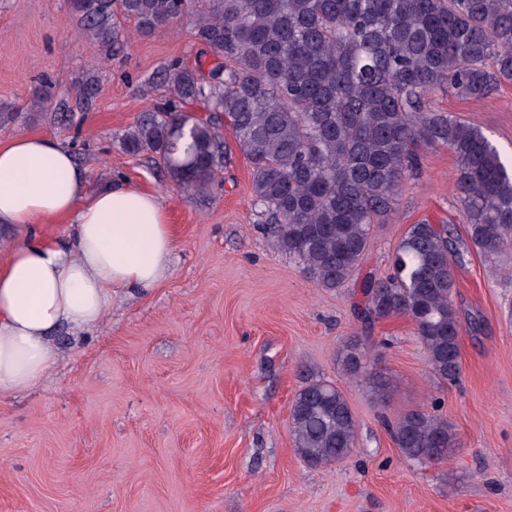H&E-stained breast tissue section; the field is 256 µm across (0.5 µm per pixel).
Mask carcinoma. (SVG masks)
Masks as SVG:
<instances>
[{
	"label": "carcinoma",
	"mask_w": 512,
	"mask_h": 512,
	"mask_svg": "<svg viewBox=\"0 0 512 512\" xmlns=\"http://www.w3.org/2000/svg\"><path fill=\"white\" fill-rule=\"evenodd\" d=\"M80 31L112 56L128 38L198 15L196 35L219 63L208 74L175 67L171 102L145 112L122 137L131 155H156L189 197L211 188L224 163L215 123L177 105L205 101L224 112L252 167L254 203L275 248L320 288L344 286L365 259L377 218L390 213L419 150L444 146L457 159L455 185L472 245L494 260L512 244V164L476 127L424 100L446 87L480 100L512 83V0H71ZM465 262L442 225L412 224L386 278H368L357 306L365 328L406 316L434 376L459 374L460 325L452 305ZM385 346L350 336L342 371L366 376L383 403L388 383L365 375ZM290 409L301 459L331 466L354 450L357 422L344 393L312 370ZM396 447L416 465L440 462L456 446L448 421L415 409L384 421Z\"/></svg>",
	"instance_id": "carcinoma-1"
}]
</instances>
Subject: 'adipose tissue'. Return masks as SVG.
I'll return each instance as SVG.
<instances>
[{
    "instance_id": "adipose-tissue-1",
    "label": "adipose tissue",
    "mask_w": 512,
    "mask_h": 512,
    "mask_svg": "<svg viewBox=\"0 0 512 512\" xmlns=\"http://www.w3.org/2000/svg\"><path fill=\"white\" fill-rule=\"evenodd\" d=\"M55 219L71 225L69 242L28 240L0 263V398L47 376L60 326L95 328L121 290L154 287L169 273L175 236L157 194L118 182L91 196L56 139L0 142V224Z\"/></svg>"
}]
</instances>
